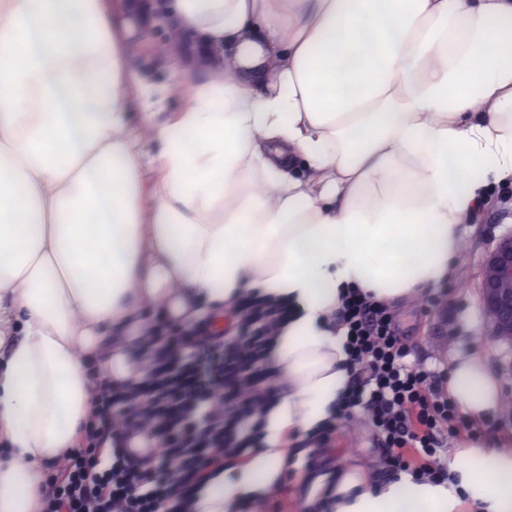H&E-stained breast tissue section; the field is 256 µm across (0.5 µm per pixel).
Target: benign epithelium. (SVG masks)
<instances>
[{"mask_svg":"<svg viewBox=\"0 0 512 512\" xmlns=\"http://www.w3.org/2000/svg\"><path fill=\"white\" fill-rule=\"evenodd\" d=\"M480 301L492 326V335L501 344L512 346V291L502 288L512 281V234L501 236L485 255L480 270Z\"/></svg>","mask_w":512,"mask_h":512,"instance_id":"7a95c632","label":"benign epithelium"}]
</instances>
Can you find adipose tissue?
Wrapping results in <instances>:
<instances>
[{
    "mask_svg": "<svg viewBox=\"0 0 512 512\" xmlns=\"http://www.w3.org/2000/svg\"><path fill=\"white\" fill-rule=\"evenodd\" d=\"M158 8L206 65L170 114L108 0H0V512H39L91 414L89 356L101 379L130 376L151 310L187 328L250 291L295 315L262 467L197 500L231 512L274 478L282 433L327 421L349 381L340 293L437 287L466 216L512 181V0ZM448 393L471 420L501 403L480 352L453 359ZM448 471L345 478L333 512H512V447L459 448Z\"/></svg>",
    "mask_w": 512,
    "mask_h": 512,
    "instance_id": "1",
    "label": "adipose tissue"
}]
</instances>
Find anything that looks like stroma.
<instances>
[{
	"label": "stroma",
	"instance_id": "stroma-1",
	"mask_svg": "<svg viewBox=\"0 0 512 512\" xmlns=\"http://www.w3.org/2000/svg\"><path fill=\"white\" fill-rule=\"evenodd\" d=\"M116 17L125 23L131 45V68L166 93L164 111L174 112L184 104L178 90L187 74L197 73L199 65L187 56L161 54L153 44L163 35L160 24H153L151 44H143L142 24L137 12L117 9ZM512 232V185L493 187L482 212L464 224L462 241L465 256H454V274L449 281L426 289L418 298L395 303L396 325L415 357L436 370L448 371L452 358L483 353L490 373L498 380L502 406L485 421L493 431L483 438L486 447L512 444V350L498 346L491 336V325L480 303V265L484 255L503 234ZM336 476H353L378 485L393 482V475L381 465L382 450L372 433L359 420L346 422L336 437ZM308 449L291 448L285 466L276 475L287 482L288 512H303V486L309 483Z\"/></svg>",
	"mask_w": 512,
	"mask_h": 512
}]
</instances>
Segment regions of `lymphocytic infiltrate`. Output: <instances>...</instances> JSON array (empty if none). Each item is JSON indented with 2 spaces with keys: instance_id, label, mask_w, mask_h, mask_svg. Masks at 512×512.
<instances>
[{
  "instance_id": "lymphocytic-infiltrate-1",
  "label": "lymphocytic infiltrate",
  "mask_w": 512,
  "mask_h": 512,
  "mask_svg": "<svg viewBox=\"0 0 512 512\" xmlns=\"http://www.w3.org/2000/svg\"><path fill=\"white\" fill-rule=\"evenodd\" d=\"M337 324L345 331L350 380L336 418L308 435L312 456L331 453L339 419L363 417L392 472L418 482H447L450 437L483 433L461 416L442 375L413 359L388 304L351 288ZM287 305L243 297L231 328L197 322L161 349L169 329L156 325L138 345L150 366L139 380L101 388L91 418L52 476L41 512H195L198 488L233 459L248 460L266 437L265 416L280 387L271 360ZM149 448L128 455L131 442Z\"/></svg>"
}]
</instances>
